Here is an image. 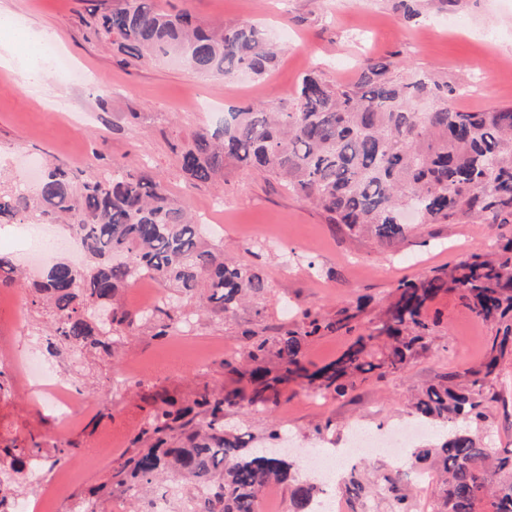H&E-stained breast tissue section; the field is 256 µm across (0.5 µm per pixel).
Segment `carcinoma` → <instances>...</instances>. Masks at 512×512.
<instances>
[{"label": "carcinoma", "instance_id": "carcinoma-1", "mask_svg": "<svg viewBox=\"0 0 512 512\" xmlns=\"http://www.w3.org/2000/svg\"><path fill=\"white\" fill-rule=\"evenodd\" d=\"M96 32L130 58L179 52L195 72L227 78H262L280 52L256 24L214 30L186 9L161 12L154 0H119ZM454 94L448 81L425 72L394 73L385 58L365 59L348 84L313 70L298 83L291 108L232 109L222 130L196 132L178 162L188 179L202 183L224 178L232 166L255 168L320 208L330 223L383 247L406 238L410 225L401 215L411 209L422 224H511L512 106L462 112L453 106ZM419 102L428 109L417 111ZM25 219L66 220L69 237L91 261L88 267L54 263L33 284L51 317L50 351L110 355L140 325L153 326L157 336L184 328L185 299L199 292L207 311L222 319L268 288L251 265L224 259L161 179L143 169L117 166L76 183L54 165L33 190L0 183V222ZM14 273L11 258L0 253V285L14 283ZM142 275L171 292L155 310L133 314L118 295ZM441 293L459 294L475 318L497 330L466 385L438 383L416 398L419 417L442 429L441 443L418 453L422 461L433 458L441 474L433 512H478L485 499L492 512H512V450L502 454L473 435L497 399V368L512 354V239L495 254H473L448 271L398 282L379 323L323 368L310 369L306 344L322 331L352 330L357 314L343 309L325 319L305 311L296 328L249 343L250 368L240 374L248 387L222 394L205 389L190 403L163 401L134 438L136 453L89 497L99 502L115 486L138 500L146 487L178 473L198 488L185 512H259L269 482L288 483L289 512H310L321 487L298 480L287 457L227 432L224 411L275 404L290 384L341 396L362 374L404 369L436 326L426 309ZM387 482L395 512H409V493Z\"/></svg>", "mask_w": 512, "mask_h": 512}]
</instances>
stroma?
I'll use <instances>...</instances> for the list:
<instances>
[{
  "mask_svg": "<svg viewBox=\"0 0 512 512\" xmlns=\"http://www.w3.org/2000/svg\"><path fill=\"white\" fill-rule=\"evenodd\" d=\"M166 11L189 9L201 23L217 27L256 22L280 45L275 68L261 80L225 79L190 72L163 57L137 61L95 36L91 11H105L116 0H0V50L9 49L13 68L0 67V177L18 185L33 182L39 167L61 164L77 178L112 165L146 166L194 218L207 224L227 255L252 264L266 279V293L221 320L201 315L193 327L154 336L144 326L98 358L77 351L46 349L49 326L32 292L15 284L0 292V386L14 396L0 406V448L40 445L44 480L57 465L56 448L67 449L63 465L87 460L79 483L65 490L46 512H68V501L101 485L113 461L130 455L154 399L191 401L199 391L241 387L249 337L271 338L292 327L294 313L328 318L344 308L359 309L352 331L327 332L305 349L313 367L335 360L355 334L378 320L395 298L400 280H415L490 251L499 237L512 236V224H426L415 228L397 250L347 234L329 223L317 207L288 193L278 181L243 167L226 169L223 183H196L181 172L174 146L198 130L222 127L230 108L253 102L292 104L303 75L319 69L332 80H352L369 57L394 61L398 73L424 69L449 86L470 88L457 101L464 112L512 105V0H464L444 13L429 10L413 22L395 11L394 0H155ZM63 56L83 71L90 84H105L108 96L62 78L55 59ZM29 80H21V73ZM436 327L401 371L367 374L339 397L284 390L265 410L227 409L224 419L250 443L263 444L271 430L285 433L292 448H341L355 422L370 428L414 421L411 400L443 377L468 378L481 366L495 334L476 320L464 300L439 295L427 309ZM234 347L224 356L218 344ZM212 348L206 366H196L193 350ZM32 357L61 373L87 405L57 434L52 411L38 408L12 370L14 358ZM133 366L137 381L121 372ZM494 387L488 420L476 432L482 441L512 449V357H505ZM412 450L395 461L353 462L336 482V496L347 512H393L382 488L386 476L402 474L410 484L414 512H431L433 486L414 482L419 472Z\"/></svg>",
  "mask_w": 512,
  "mask_h": 512,
  "instance_id": "35a3bbf8",
  "label": "stroma"
}]
</instances>
